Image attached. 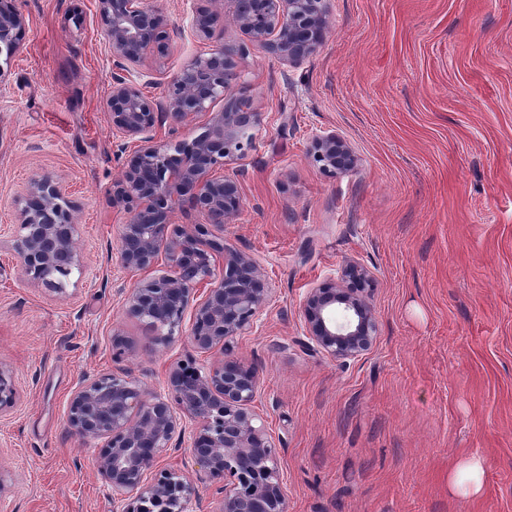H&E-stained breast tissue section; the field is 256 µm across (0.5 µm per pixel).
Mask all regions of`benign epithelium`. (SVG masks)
<instances>
[{"mask_svg": "<svg viewBox=\"0 0 512 512\" xmlns=\"http://www.w3.org/2000/svg\"><path fill=\"white\" fill-rule=\"evenodd\" d=\"M326 2L231 0V5L234 20L252 41L293 63L322 45ZM99 3L116 66L124 69L155 52L165 53L164 20L145 0ZM221 22V14L200 11L193 29L209 38ZM17 26L15 13L0 9V53L11 55L20 49ZM244 54L242 46L227 49L220 44L194 57L167 84L165 102L159 106L124 77H113L108 106L113 124L128 137L165 120L178 126L207 117L205 131L179 148L185 155L179 164L155 145L135 152L115 190L119 199L140 202L120 225L118 259L131 272H147L165 256L170 274L137 281L126 298L129 314L159 331L157 343L169 344L188 319L194 347L221 354L205 371L192 359L177 363L163 394L147 391L125 373L85 375L72 392L67 426L78 437L105 440L98 471L112 497L123 501V512H191L194 486L177 470L159 465L163 453L179 447L188 422L192 455L220 498L217 512H287L277 450L254 407L257 372L234 354L235 341L253 329L269 289L250 257L171 221L174 188L212 224H227L239 211L238 180L212 172L253 149L252 129L260 113L252 111L246 94L229 100L220 112L211 108L224 97L237 57ZM311 155L328 174L355 164L350 146L334 134L316 138ZM19 228L15 252L24 274L63 290L79 267L66 188L49 175L33 178L19 210ZM218 254L224 271L216 280ZM372 282L367 268L349 263L338 281L308 289L301 312L311 351L345 362L370 350L378 329L370 303ZM15 399L11 378L0 370V412L12 407Z\"/></svg>", "mask_w": 512, "mask_h": 512, "instance_id": "benign-epithelium-1", "label": "benign epithelium"}]
</instances>
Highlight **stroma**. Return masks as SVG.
Wrapping results in <instances>:
<instances>
[{"label": "stroma", "instance_id": "obj_1", "mask_svg": "<svg viewBox=\"0 0 512 512\" xmlns=\"http://www.w3.org/2000/svg\"><path fill=\"white\" fill-rule=\"evenodd\" d=\"M20 50L0 55V369L17 391L0 414V512H118L96 458L104 439L66 425L86 374L124 370L162 392L177 362L208 368L187 333L165 346L127 314L135 279L118 261L132 201L112 198L140 141L106 102L117 74L98 0H7ZM169 35L125 77L152 101L192 58L243 46L229 94L261 120L226 165L241 183L232 223L187 205L172 221L251 257L270 290L235 354L277 449L288 512H512V0H328L321 47L289 63L251 41L228 0H146ZM223 14L212 38L196 11ZM357 157L329 175L315 136ZM52 175L74 204L81 268L63 291L29 280L14 251L30 180ZM373 275L372 348L342 363L309 352L308 288L347 262ZM132 347L112 360V334ZM484 464L480 494L450 479ZM162 463L217 512L188 445Z\"/></svg>", "mask_w": 512, "mask_h": 512}]
</instances>
